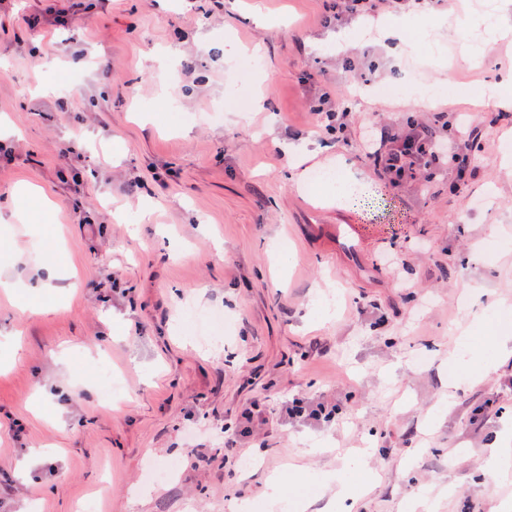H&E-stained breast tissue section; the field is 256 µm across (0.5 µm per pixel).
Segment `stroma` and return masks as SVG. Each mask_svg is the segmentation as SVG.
<instances>
[{"instance_id":"obj_1","label":"stroma","mask_w":512,"mask_h":512,"mask_svg":"<svg viewBox=\"0 0 512 512\" xmlns=\"http://www.w3.org/2000/svg\"><path fill=\"white\" fill-rule=\"evenodd\" d=\"M82 2L75 26L32 28V0H0V205L20 185L56 205L48 224L0 223L18 284L0 292V512H407L421 494L430 512H499L512 489L482 450L512 426V359L448 381L473 316L500 302L512 333V104L484 98L512 35L405 6L419 49L393 67L369 21H328L333 0ZM409 72L442 87L435 108L375 95ZM324 86L360 91L344 135L317 124ZM257 94L266 111H235ZM439 112L480 129L475 177L454 194L447 173L381 179L363 127ZM342 156L368 207L310 186ZM308 224L359 225L367 245L339 257ZM56 263L51 311L30 313L26 285ZM295 401L335 417H291ZM349 448L371 449L375 481L345 505L329 477Z\"/></svg>"}]
</instances>
